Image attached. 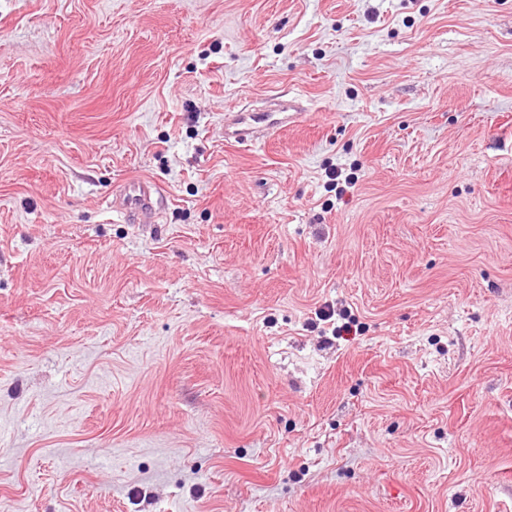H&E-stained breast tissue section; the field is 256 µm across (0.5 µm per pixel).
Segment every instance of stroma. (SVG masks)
<instances>
[{
    "label": "stroma",
    "mask_w": 512,
    "mask_h": 512,
    "mask_svg": "<svg viewBox=\"0 0 512 512\" xmlns=\"http://www.w3.org/2000/svg\"><path fill=\"white\" fill-rule=\"evenodd\" d=\"M0 512H512V0H0ZM304 116L305 113L298 112L290 102L281 103L274 110L259 109L245 104L236 111L225 114L224 139L246 145L256 130L276 132L296 125ZM113 207L129 220L162 209L166 199L155 183L139 180L122 186L113 195Z\"/></svg>",
    "instance_id": "1"
}]
</instances>
